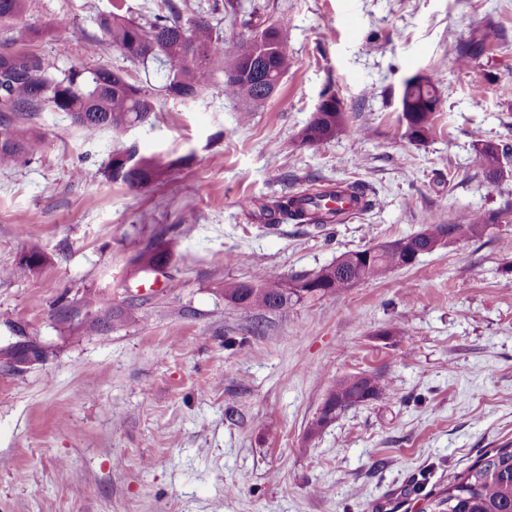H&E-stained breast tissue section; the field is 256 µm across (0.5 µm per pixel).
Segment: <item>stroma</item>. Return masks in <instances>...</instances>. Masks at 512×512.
Returning a JSON list of instances; mask_svg holds the SVG:
<instances>
[{
    "instance_id": "obj_1",
    "label": "stroma",
    "mask_w": 512,
    "mask_h": 512,
    "mask_svg": "<svg viewBox=\"0 0 512 512\" xmlns=\"http://www.w3.org/2000/svg\"><path fill=\"white\" fill-rule=\"evenodd\" d=\"M129 17L161 0H32L26 21L69 28L37 41L0 33V52L36 54L52 73L105 67L149 82L97 25L115 2ZM211 12L225 46L259 10L288 31L291 65L259 104L221 79L195 98L160 94L149 123L89 139L61 112L20 116L36 153L0 168V512H421L486 451L512 445V223L464 237L385 278L265 314L224 299L258 268L314 275L342 253L425 229L432 216L512 202V163L489 183L475 136L512 147V0H174ZM494 27L468 66L458 42ZM432 76L434 129L404 136L406 78ZM339 98L335 138L299 142L324 95ZM172 163L155 183L112 182L113 151ZM365 185L369 209L315 227L268 224L260 204L327 183ZM251 208H243V201ZM191 232H184V225ZM168 242L163 291L139 296L136 258ZM40 241L43 266L20 264ZM101 292L124 317L101 332L59 297ZM23 326L48 349L13 369ZM383 376L380 398L319 430L330 389Z\"/></svg>"
}]
</instances>
